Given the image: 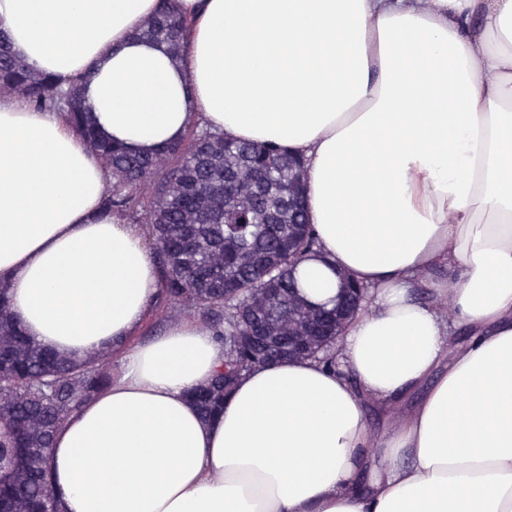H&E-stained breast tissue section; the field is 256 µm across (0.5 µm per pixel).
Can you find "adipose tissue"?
<instances>
[{
    "label": "adipose tissue",
    "mask_w": 512,
    "mask_h": 512,
    "mask_svg": "<svg viewBox=\"0 0 512 512\" xmlns=\"http://www.w3.org/2000/svg\"><path fill=\"white\" fill-rule=\"evenodd\" d=\"M158 6L0 0V30L61 83L91 73L98 125L133 152L202 122L303 156L302 288L328 300L340 269L369 296L336 367L259 365L202 418L190 393L223 346L183 319L129 347L159 289L145 228L103 213L74 129L0 98L11 305L71 358L121 347L55 435L65 512H512V0H178L177 62L132 37Z\"/></svg>",
    "instance_id": "1"
}]
</instances>
